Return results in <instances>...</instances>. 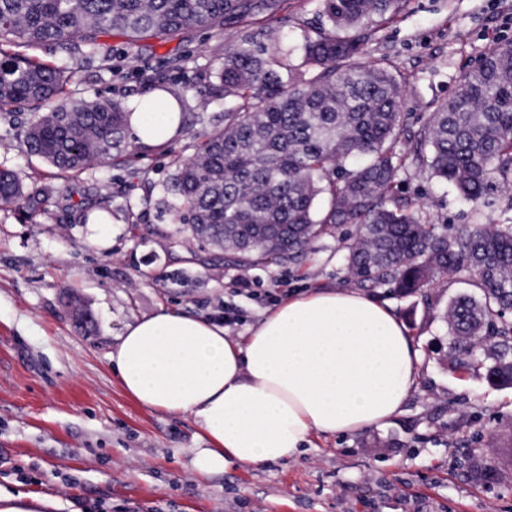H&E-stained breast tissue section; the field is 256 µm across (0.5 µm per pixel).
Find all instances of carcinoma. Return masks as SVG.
Wrapping results in <instances>:
<instances>
[{"label":"carcinoma","instance_id":"carcinoma-1","mask_svg":"<svg viewBox=\"0 0 512 512\" xmlns=\"http://www.w3.org/2000/svg\"><path fill=\"white\" fill-rule=\"evenodd\" d=\"M404 0H322V23L302 46L267 42L243 30L215 70L211 94L224 100V125L206 132L189 158L174 160L168 191L192 235L240 264L300 260L314 244L340 238L358 287L421 292L446 276H466L477 295L448 306L450 353L512 387V201L503 219L454 232L431 224L396 193L398 178L428 170L473 203L512 189V47L490 50L458 93L418 131L405 123L399 82L363 60L360 29L397 13ZM280 0H0V112L23 109L19 144L62 174L114 153L134 109L71 89L70 72L20 49L54 45L91 59L105 37L130 48L197 29H222L273 13ZM41 201L20 174L0 169V207Z\"/></svg>","mask_w":512,"mask_h":512}]
</instances>
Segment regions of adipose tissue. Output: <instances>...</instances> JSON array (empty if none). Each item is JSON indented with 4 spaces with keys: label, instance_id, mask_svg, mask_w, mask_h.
<instances>
[{
    "label": "adipose tissue",
    "instance_id": "1",
    "mask_svg": "<svg viewBox=\"0 0 512 512\" xmlns=\"http://www.w3.org/2000/svg\"><path fill=\"white\" fill-rule=\"evenodd\" d=\"M129 123L158 146L181 133L174 100ZM109 359L139 404L191 417L210 441L194 451L202 474L233 464L292 460L311 435H349L385 425L416 389L421 359L392 307L357 288L290 295L250 335L233 339L220 321L169 309L126 325Z\"/></svg>",
    "mask_w": 512,
    "mask_h": 512
}]
</instances>
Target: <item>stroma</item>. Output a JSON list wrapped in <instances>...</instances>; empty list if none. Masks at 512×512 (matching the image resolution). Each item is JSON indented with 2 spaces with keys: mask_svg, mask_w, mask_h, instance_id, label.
<instances>
[{
  "mask_svg": "<svg viewBox=\"0 0 512 512\" xmlns=\"http://www.w3.org/2000/svg\"><path fill=\"white\" fill-rule=\"evenodd\" d=\"M320 8L321 0H283L277 14L218 34L151 40L137 60L118 36L92 60L38 49L41 59L72 68L80 95L129 102L162 82L185 91L186 107L175 141L136 146L133 164L112 160L68 178L21 150L27 111L0 114V168L20 172L44 201L33 219L0 208L1 489L54 498L61 512H86L99 500L131 512H512V388L448 366L444 314L472 293L463 279L437 281L424 298L376 289L421 352L418 386L385 426L312 435L295 461L198 473L194 451L209 442L193 419L140 405L112 370L108 354L124 327L159 308L209 318L232 305L242 318L229 331L236 338L297 289L351 285L332 237L299 264L230 262L182 231L167 190L173 159L191 156L224 118L210 85L235 36L248 29L298 45ZM508 45L512 0H406L378 22L366 59L396 76L416 130L492 48ZM399 189L430 223L455 227L496 222L512 198L498 191L474 205L415 171ZM99 209L111 223H85ZM239 277L256 298L235 293ZM73 297L90 321L75 318Z\"/></svg>",
  "mask_w": 512,
  "mask_h": 512,
  "instance_id": "35a3bbf8",
  "label": "stroma"
}]
</instances>
